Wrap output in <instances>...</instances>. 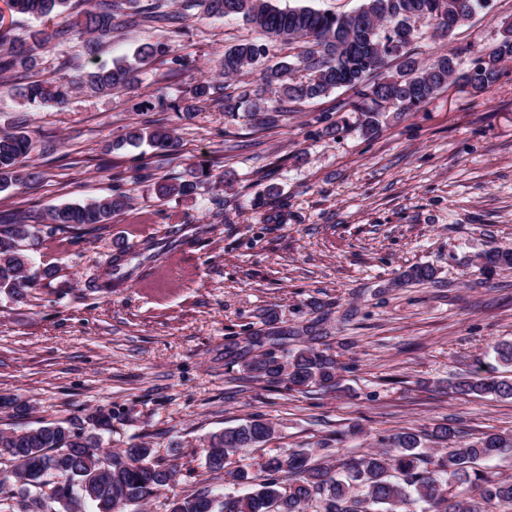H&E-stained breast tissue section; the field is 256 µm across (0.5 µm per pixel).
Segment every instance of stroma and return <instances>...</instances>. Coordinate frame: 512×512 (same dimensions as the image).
Masks as SVG:
<instances>
[{
  "mask_svg": "<svg viewBox=\"0 0 512 512\" xmlns=\"http://www.w3.org/2000/svg\"><path fill=\"white\" fill-rule=\"evenodd\" d=\"M512 24V0H487L445 39L417 23L420 64L458 56L447 88L417 110L387 107L360 131L346 109L355 90L291 104L278 127L225 115L222 102L191 113L151 108L176 98L225 50L256 38L237 18L188 16L180 34L115 27L96 58L79 43L37 50L28 76L80 78L141 44L171 39L184 70L145 63L131 88L76 89L56 107L24 109L16 83L0 84V133L25 130L33 149L23 185L0 191V218L39 226L23 298L0 291V429L111 411L105 448L147 441L176 470L172 488L144 512H169L173 495L238 487L205 465L211 433L262 418L272 439L246 463L304 449L321 462L379 449L400 430L452 421L466 440L512 433V401L461 396L448 383L479 369L501 374L492 350L512 340V273L480 275L476 256L512 244V62L477 93L464 75ZM67 70H60V63ZM156 121L177 147L114 148L128 128ZM332 122L344 129L325 134ZM187 179L198 192L160 199L157 182ZM128 191L130 207L85 234L45 232L57 206ZM205 231L143 262L127 284L97 288L118 247L140 251L182 225ZM432 283L391 287L410 266ZM327 318L322 328L342 365L333 391L297 393L241 380L224 347L276 310L286 326Z\"/></svg>",
  "mask_w": 512,
  "mask_h": 512,
  "instance_id": "1",
  "label": "stroma"
}]
</instances>
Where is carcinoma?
Listing matches in <instances>:
<instances>
[{
  "mask_svg": "<svg viewBox=\"0 0 512 512\" xmlns=\"http://www.w3.org/2000/svg\"><path fill=\"white\" fill-rule=\"evenodd\" d=\"M12 15L28 16L42 23L67 11L71 0H3ZM91 7L77 13L66 28H40L32 32L35 43L65 44L77 40L85 54L95 57L101 39L122 25L161 24L171 32L179 30L183 15L163 9L160 0L139 7L137 0H85ZM134 5L131 13L123 5ZM205 17H237L261 34L224 51L220 68L212 75L202 74L188 90L183 111L197 102L210 101L224 89V80L245 70L258 72L254 86L238 95L223 96L224 112L236 116L244 111L262 119L269 128L278 125L288 104L328 95L340 87H361L359 99L348 103L358 113L359 129L374 131L379 111L392 105L400 111L425 104L448 86L456 72V54L443 53L425 66L413 59L408 47L414 28L398 30L410 20H423L435 35L449 37L479 8L478 0H362L357 11L347 15L328 14L307 6L281 9L273 0H191ZM0 9V83L18 78L19 68L32 58L23 41L10 37L4 29ZM303 41L312 48L295 61L265 65L273 42ZM167 42L147 43L134 53V61L115 60L112 66H94L85 73L82 84L97 94L109 95L127 89L133 81L136 64L149 58H170ZM403 59L404 70L394 76L375 79L390 60ZM512 59V27L505 29L498 47L466 74L483 92L497 82L500 66ZM309 72L305 81L296 78L297 69ZM53 81H30L21 87L20 98L27 106L63 104L75 89L64 74ZM123 143H148L169 150L175 139L162 124L135 127L121 139ZM32 142L23 130L0 134V190L26 182L24 159ZM190 181L162 182L155 193L160 199L188 198L196 193ZM128 193L117 191L82 204L53 209L52 232H89L125 211ZM36 236L34 226L21 222L0 224V290L21 297L24 272L32 257L22 244ZM128 252H118L111 271L99 287L114 288L130 278L122 271ZM478 270L483 274L512 270V246L493 247L479 255ZM435 272L428 265L412 266L391 282L393 288L429 282ZM316 317L301 327H284L270 310L263 327L249 332L253 339L241 345L235 341L224 348L225 365L238 367L241 379L284 385L290 391L305 393L312 388L331 390L339 385L340 363L329 348L317 346L323 337ZM459 395L512 399V377L481 373L463 374L449 383ZM92 427L85 429L67 421L41 423L19 430H0V453L5 466L6 487L0 479V512H49L47 495L41 491L42 477L53 478V495L71 503L90 504L96 512H127L153 494L169 486L175 469L156 459L154 449L142 441L118 452L102 451V432L111 430L112 414L91 416ZM271 424L251 419L211 434L206 441L207 468L224 476V481L241 485L244 492L226 497L205 485L194 492L174 497L170 512H486L497 505L501 512H512V476L477 467L480 461L512 454V434L486 433L476 441L463 440L461 430L446 423L430 433L403 430L394 434L388 448L351 457L336 467L324 464L304 451L271 456L251 470L244 464L227 468L230 457L245 453L270 441ZM441 452L426 451V444Z\"/></svg>",
  "mask_w": 512,
  "mask_h": 512,
  "instance_id": "obj_1",
  "label": "carcinoma"
}]
</instances>
